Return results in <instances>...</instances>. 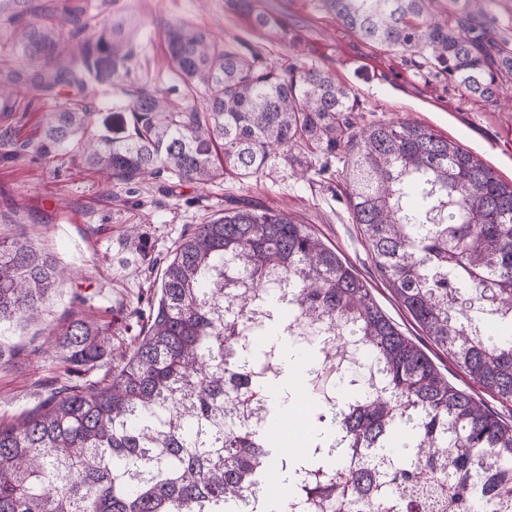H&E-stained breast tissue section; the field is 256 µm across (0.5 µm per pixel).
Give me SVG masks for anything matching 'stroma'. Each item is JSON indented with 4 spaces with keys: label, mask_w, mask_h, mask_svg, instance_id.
I'll return each mask as SVG.
<instances>
[{
    "label": "stroma",
    "mask_w": 512,
    "mask_h": 512,
    "mask_svg": "<svg viewBox=\"0 0 512 512\" xmlns=\"http://www.w3.org/2000/svg\"><path fill=\"white\" fill-rule=\"evenodd\" d=\"M285 29L266 36L229 9L225 0H105L103 15H131L141 64L150 76L171 80L164 41L166 23L183 20L216 40L240 45L245 56L277 66L293 58L312 62L350 87L357 123L410 119L461 142L512 181V109L481 105L445 76L420 68L406 52L360 40L319 11L316 0H261ZM49 107L18 99L0 119V235L23 228L33 246L66 267L71 278L54 289L39 322L0 325V421H15L56 391H84L110 383L141 331L130 312L159 298L158 278L191 225L249 203L284 209L316 235L361 278L399 329L421 345L454 386L512 420V404L499 402L434 346L379 276L367 239L354 223L339 175L343 152L328 155L331 175L300 179L297 161H278L246 180L224 176L200 186L160 175L145 184L107 180L83 167L73 149L35 158L25 144L36 139ZM140 225L149 240L147 258L123 245L125 228ZM88 318L109 330L107 354L79 372L41 353L52 331L70 319Z\"/></svg>",
    "instance_id": "1"
}]
</instances>
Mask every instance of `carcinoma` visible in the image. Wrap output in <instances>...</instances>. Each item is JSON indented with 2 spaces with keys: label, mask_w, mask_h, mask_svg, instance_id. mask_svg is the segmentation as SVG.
Wrapping results in <instances>:
<instances>
[{
  "label": "carcinoma",
  "mask_w": 512,
  "mask_h": 512,
  "mask_svg": "<svg viewBox=\"0 0 512 512\" xmlns=\"http://www.w3.org/2000/svg\"><path fill=\"white\" fill-rule=\"evenodd\" d=\"M360 39L420 55L472 99L499 104L512 42L470 19L472 0H317ZM230 6L268 33L279 21L256 0ZM26 69L0 70V107L55 98L97 81L123 82L121 132L89 133L81 99L47 113L36 157L73 146L83 165L126 184L165 173L208 184L244 180L277 158L346 146L341 174L371 256L425 335L477 384L512 403V182L461 144L413 120L363 124L351 89L314 64H255L185 22L165 29L177 84L126 83L138 64L126 21L98 20L91 0H0V28ZM204 90L198 106L190 99ZM132 224L126 245L148 243ZM55 260L25 232L0 237V322L36 321L61 283ZM161 295L121 370L106 386L52 396L0 422V512H421L448 489L452 512H512V423L454 387L310 228L283 209L234 208L195 224L161 270ZM350 365L324 371L327 338ZM307 351L309 443L301 457L272 431L281 406L282 338ZM108 329L73 319L54 352L92 365ZM275 365L263 383L260 370ZM268 423L250 420L245 398ZM403 435V450L392 438Z\"/></svg>",
  "instance_id": "carcinoma-1"
}]
</instances>
